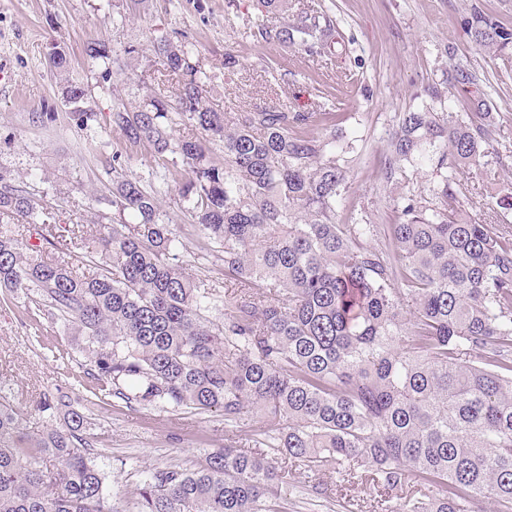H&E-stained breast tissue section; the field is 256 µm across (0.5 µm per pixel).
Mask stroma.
Returning <instances> with one entry per match:
<instances>
[{
  "mask_svg": "<svg viewBox=\"0 0 512 512\" xmlns=\"http://www.w3.org/2000/svg\"><path fill=\"white\" fill-rule=\"evenodd\" d=\"M293 12L319 5L344 36L343 49L310 57L297 48L268 44L245 35L257 20L253 0H146L130 12L125 0H0V173L39 203L55 207L59 230L83 225L95 236L111 223L112 178L105 166L113 149L124 147L108 124L113 105L135 109L176 81L155 65V44L181 39L205 73L210 101L224 112L281 104L314 116L311 130L336 131V157L349 192L336 206L342 224H393L397 204L408 191L428 195L435 160L403 164L394 179L383 175L387 143L401 112L431 106L424 89L442 80L458 61L469 63L489 81L497 110L492 146L499 158L469 169H449L463 201V213L479 223L493 221L484 204L512 191V54H479L464 25L462 0H290ZM107 41L110 65L91 60L87 46ZM61 46L71 59L66 75L49 64V50ZM236 64L225 68V54ZM86 87L85 108L97 120L81 128L69 118L61 95L62 79ZM125 148V147H124ZM178 191L160 198L173 220L182 247L179 258L194 276L224 288V263L204 255L202 240L185 215ZM60 328L51 319L34 320L23 299L0 300V386L27 419L28 434L42 422L32 413L44 393L85 398L90 364L77 354L61 356ZM94 460L105 472L106 491L135 512L138 472L172 463L190 467L205 450L223 447L224 414L174 412L157 406L91 407ZM276 469L278 491L288 512H381L382 492L371 478L343 491L321 471H303L285 461Z\"/></svg>",
  "mask_w": 512,
  "mask_h": 512,
  "instance_id": "stroma-1",
  "label": "stroma"
}]
</instances>
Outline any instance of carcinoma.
<instances>
[{"mask_svg":"<svg viewBox=\"0 0 512 512\" xmlns=\"http://www.w3.org/2000/svg\"><path fill=\"white\" fill-rule=\"evenodd\" d=\"M257 8L271 19L251 35L266 43L318 54L343 42L324 10L292 17L289 0ZM466 13L480 54L512 49L511 28L474 0ZM87 55L107 64L111 48L92 42ZM158 56L177 77L175 100L156 95L110 115L112 129L150 153V181L126 177L112 153L113 223L92 240L78 224L60 244L85 251L97 272L34 256L0 229V290L75 328L93 363L88 403L220 410L229 434L265 419L272 457L226 443L192 469H149L137 512H283L276 456L340 484L363 469L389 491L410 471L438 486L389 499L385 512H476L483 497L512 512V225L463 216L446 177L428 201L402 197L395 224H341L348 186L334 135L301 131L312 115L283 108L223 112L180 44L162 40ZM62 94L76 125L96 120L81 106L84 87ZM492 111L477 99L466 121L444 108L401 113L386 179L432 149L459 169L480 164ZM175 114L188 127L178 139ZM215 142L222 166L209 157ZM173 187L237 282L222 322L210 319L219 296L179 263L180 240L160 213L158 196ZM2 215L56 236L54 207L37 208L4 174ZM374 235L383 246H370ZM85 410L43 395L34 408L43 430L32 437L0 396V512H121L90 456Z\"/></svg>","mask_w":512,"mask_h":512,"instance_id":"1","label":"carcinoma"}]
</instances>
